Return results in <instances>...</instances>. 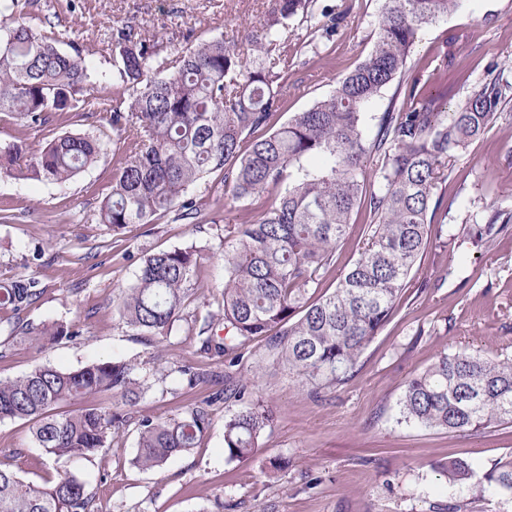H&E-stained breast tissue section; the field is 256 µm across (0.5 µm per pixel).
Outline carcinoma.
Wrapping results in <instances>:
<instances>
[{
    "mask_svg": "<svg viewBox=\"0 0 512 512\" xmlns=\"http://www.w3.org/2000/svg\"><path fill=\"white\" fill-rule=\"evenodd\" d=\"M462 2L382 0L376 42L332 94L245 149V140L279 109L282 73L297 59L283 38L290 21L300 15L311 31L330 38L344 13L330 16L316 8L317 0H273L260 42L247 55L221 35L174 45L162 57L151 41L121 29L112 54L132 93L108 101L88 94L94 74L80 53L60 51L54 32L27 25L36 0H0V113L30 126L46 123L51 112L109 113L122 150L99 216L114 231L152 224L170 212L186 224L199 223L201 209L186 193L216 172L234 204L272 195L257 218L224 225L221 311L191 319L188 328L199 351L224 357L230 367L241 364L251 341L265 337L273 364L318 394L354 375L429 244L443 205L435 190L501 106L512 102V80L496 65L452 112L445 111L447 94L418 91L420 77L408 67L411 52L425 28ZM394 81L400 98L391 100L369 138L366 108ZM101 151L96 138L66 133L23 164V142L0 144V178L64 183ZM360 206L368 219L359 255L334 291L321 294ZM509 223L512 213L492 208L468 232L491 242ZM197 264L192 247L147 255L117 298L121 321L152 341L170 335L184 319ZM42 294L38 280L19 278L0 286V307L18 316ZM12 331L40 348L80 335L63 323L17 324ZM181 373L191 389L209 382V373L193 366ZM226 381L228 387L170 417L137 418L134 407L149 386L134 361L100 360L75 370L38 365L0 381V421L29 422L34 443L55 461L91 460L134 422L133 464L152 470L196 447L211 425V407L232 400L238 408L224 419V454L240 462L262 447L272 412L250 378L229 375ZM98 395L112 396L118 408H71ZM399 405L406 421L428 429L477 432L512 424V361L443 353L406 382ZM443 470L454 483L471 478L462 460L448 461ZM490 480L512 491V460L500 463ZM0 512H94L93 495L68 470L34 484L0 469Z\"/></svg>",
    "mask_w": 512,
    "mask_h": 512,
    "instance_id": "cac0c4a2",
    "label": "carcinoma"
}]
</instances>
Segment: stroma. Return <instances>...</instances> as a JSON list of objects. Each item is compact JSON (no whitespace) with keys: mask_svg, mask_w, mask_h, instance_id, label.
I'll use <instances>...</instances> for the list:
<instances>
[{"mask_svg":"<svg viewBox=\"0 0 512 512\" xmlns=\"http://www.w3.org/2000/svg\"><path fill=\"white\" fill-rule=\"evenodd\" d=\"M380 3L319 0L328 13H347L329 39L308 41L306 23L295 22L288 41L304 43V61L284 74L272 128L328 96L337 78L369 53ZM270 7L271 0H40L26 22L54 31L61 51L81 52L98 74L95 95L109 98L117 80L107 45L116 30L130 29L161 48L222 35L248 52ZM442 51L448 54L446 72L422 90L447 87L446 107L452 111L492 65L512 59V0H463L421 35L409 63L424 67ZM66 132L100 138L104 155L63 184L0 180V210L12 216L10 223H0V283L36 278L44 293L23 312V321H62L80 335L37 351L12 335L15 317L1 309L0 380L41 364L76 369L127 358L150 383L139 413L171 416L213 391L209 384L187 388L181 367L220 374L224 361L200 353L182 324L159 344L134 335L120 321L115 300L133 282L144 256L193 245L199 268L186 310L218 311L224 226L239 223V212L214 207L198 185L188 195L201 205L202 223L185 224L168 214L153 224L112 231L98 216L112 189L117 153L104 114L54 112L37 128L0 114V143L23 141L32 158ZM445 202L403 301L346 383L316 396L289 377L259 374L269 363L265 341L259 337L249 344L238 371L253 376L273 409L263 446L249 460L225 459L224 417L235 409L226 402L214 406L211 427L197 446L158 471L133 465L136 428L92 460L56 463L44 460L29 423L18 419L0 421V469L34 483L58 468L79 472L95 495V512H213L219 501L224 512H512V493L489 481L495 466L512 458V424L466 433L426 429L405 422L399 406L406 380L439 354L512 359V228L479 248L464 233L487 207L512 212V103L449 171ZM276 456L286 463L274 470L270 461ZM451 458L471 465L467 483H452L442 472Z\"/></svg>","mask_w":512,"mask_h":512,"instance_id":"1","label":"stroma"}]
</instances>
